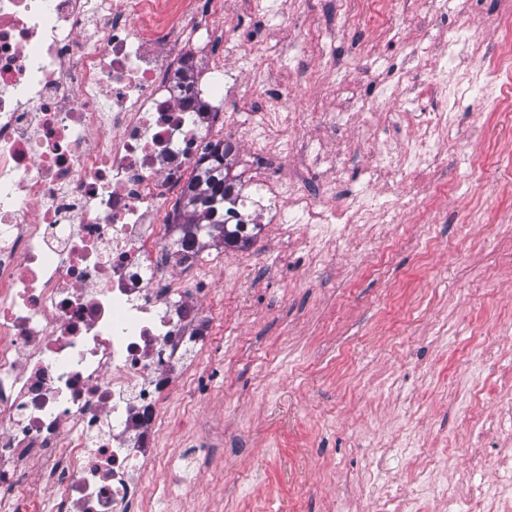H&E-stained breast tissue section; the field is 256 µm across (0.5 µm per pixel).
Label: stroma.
I'll list each match as a JSON object with an SVG mask.
<instances>
[{"label":"stroma","instance_id":"1","mask_svg":"<svg viewBox=\"0 0 512 512\" xmlns=\"http://www.w3.org/2000/svg\"><path fill=\"white\" fill-rule=\"evenodd\" d=\"M408 2L387 32L348 26L342 0H266L260 23L248 0H226L225 39H252L261 28L297 55L328 23L350 60L306 78L270 73L261 43L229 56L235 83L283 85L275 105L257 98L243 106L232 93L224 100L237 115L226 136L240 143L231 163L247 190L264 174L315 185L304 145L323 138L309 127L291 135L287 157L254 156L241 144L254 113L268 114L271 136L278 113L314 106L337 114L324 146L348 161L325 179L357 190L374 157L364 113L380 137L405 143V113L444 102L431 72L444 64L450 28H470L487 69L512 46V9L502 0H445L429 28L415 23L423 0ZM498 94V111L459 114L461 143L443 148L423 189H411L402 172L369 189L405 210L381 236L353 224L340 238L329 224L291 243L264 225L245 247L212 250L196 269L198 285L221 302L219 340L201 396L165 407L163 453L197 465L195 480L174 489L178 512H370L365 492L374 482L420 497L421 512H468L469 486L496 483L484 462L512 446V431L494 424L508 399L497 379L512 374V69ZM335 237L336 254L310 264L309 250ZM204 432L207 448L198 443ZM477 432L478 457L459 456ZM427 465L451 501L421 494L415 477Z\"/></svg>","mask_w":512,"mask_h":512}]
</instances>
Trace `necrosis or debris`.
Segmentation results:
<instances>
[{
    "label": "necrosis or debris",
    "instance_id": "necrosis-or-debris-1",
    "mask_svg": "<svg viewBox=\"0 0 512 512\" xmlns=\"http://www.w3.org/2000/svg\"><path fill=\"white\" fill-rule=\"evenodd\" d=\"M223 0H0V512H149L191 468L165 457L164 409L198 388L215 346L208 288L186 270L172 200L224 109V57L209 53ZM490 75L412 112L406 147L375 140L365 175L421 178L453 113L497 106ZM295 226L359 223L354 202L297 191Z\"/></svg>",
    "mask_w": 512,
    "mask_h": 512
}]
</instances>
